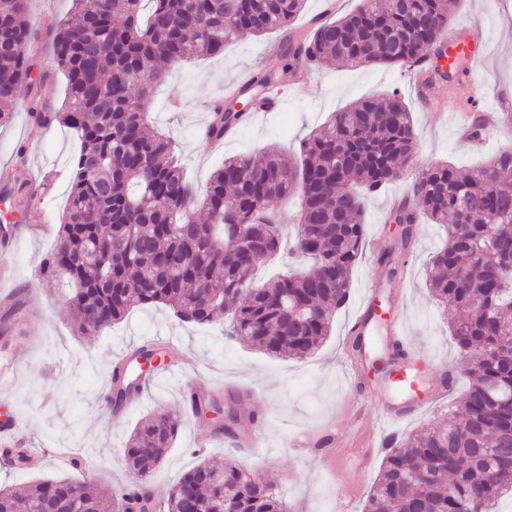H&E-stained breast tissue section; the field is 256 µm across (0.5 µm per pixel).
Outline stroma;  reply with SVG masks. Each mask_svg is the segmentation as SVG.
I'll return each mask as SVG.
<instances>
[{
	"label": "stroma",
	"instance_id": "35a3bbf8",
	"mask_svg": "<svg viewBox=\"0 0 512 512\" xmlns=\"http://www.w3.org/2000/svg\"><path fill=\"white\" fill-rule=\"evenodd\" d=\"M72 14V0H29L34 91L21 93L10 103V118L0 125V167L14 172L7 187L12 200L0 205V225L24 228L17 240L0 237V295H14L19 312L30 317L15 327L0 316V341L5 342L6 353L20 361L16 376L0 382V422L11 420L33 447L46 451L31 469L10 470L0 463V486L20 489L35 479L64 474L91 480L105 491L125 483L128 474L122 454L131 432L147 413L180 410L185 378L165 374L119 415L106 410L103 391L114 357L145 338L160 336L176 344L175 363L201 379L223 406L262 423L266 444L255 449L238 446L237 438L246 433L241 426L235 438L222 435L210 448L197 450L196 434L212 431L213 425L186 417L161 465L146 479L154 500H165L179 476L199 459L220 465L231 458L277 483L289 512H363L382 458H363L364 442L378 427L375 411L365 409L357 424L348 420L360 396L352 386L347 323L364 286L379 280L385 294L398 290L405 294L406 332L423 381L433 380L442 365L456 364L458 351L449 327L460 313L440 305L425 285L426 265L443 246V232L437 224L422 221L416 226L413 253L388 262L385 254L395 227L386 223V210L392 198L406 194L408 185L399 180L368 196L366 246L353 271L350 299L337 312L328 339L303 360L273 357L245 341L227 339L220 324L179 323L161 306L134 307L110 329L78 334L68 315L66 287L38 275L57 240L78 143L59 122L38 125L29 111L34 96L46 113L59 111L64 103L66 78L55 63L54 35ZM450 25L482 38L484 51L477 69L479 90L488 103L512 97V0H455ZM282 43L277 33L238 41L222 54L171 68L148 105L150 126L178 141L179 160L196 192H203L226 158L270 144L297 153L302 139L332 113L393 90L399 91L412 113L419 163L447 162L465 172L512 148V124L502 126L479 150L458 140L455 121L446 110L449 101L466 95L465 87L448 83L438 98L422 103L414 94L408 69L383 64L339 68L331 62L321 63L308 84L284 86L281 111L262 113L224 145L211 144L204 126L213 104L223 100L225 86L246 78L257 65L276 69ZM299 433L343 439L341 469L331 470L324 447H290V437ZM58 448L85 454L86 469L64 470L54 455Z\"/></svg>",
	"mask_w": 512,
	"mask_h": 512
}]
</instances>
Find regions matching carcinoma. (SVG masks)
Masks as SVG:
<instances>
[{
    "mask_svg": "<svg viewBox=\"0 0 512 512\" xmlns=\"http://www.w3.org/2000/svg\"><path fill=\"white\" fill-rule=\"evenodd\" d=\"M77 22L54 35L55 62L67 81L65 105L38 122L59 121L80 147L54 250L40 268L63 280L77 331L124 320L134 306L162 304L182 322L206 325L235 304L224 334L275 357L304 358L329 336L334 313L350 297L365 245L364 200L399 180L415 160L411 112L397 92L366 98L312 131L300 152L274 147L234 156L196 195L175 160V142L147 127L145 107L170 67L213 56L227 45L289 34L280 72L308 62L341 67H410L434 50L453 0H363L307 38L294 36L305 0H73ZM28 0H0V104L30 80ZM275 77L258 74L249 101ZM237 113L211 121L224 137ZM298 196L288 258L281 254L274 199ZM203 211L206 220H195ZM423 215L443 226L446 243L428 261L426 284L441 305L462 310L451 336L464 353L468 383L448 408V426L419 431L384 450L383 468L364 512H498L512 498V361L487 352L512 341V149L460 173L445 163L422 168L405 202L389 214L408 252ZM468 225L462 231L459 225ZM281 260L287 272L257 283L256 268ZM182 415L156 411L129 438V485L110 496L86 482L44 479L21 493L0 487V512H36L51 500L60 512H133L142 480L162 461ZM288 512L278 491L251 481L234 461L207 460L181 474L167 499L148 512Z\"/></svg>",
    "mask_w": 512,
    "mask_h": 512,
    "instance_id": "obj_1",
    "label": "carcinoma"
}]
</instances>
